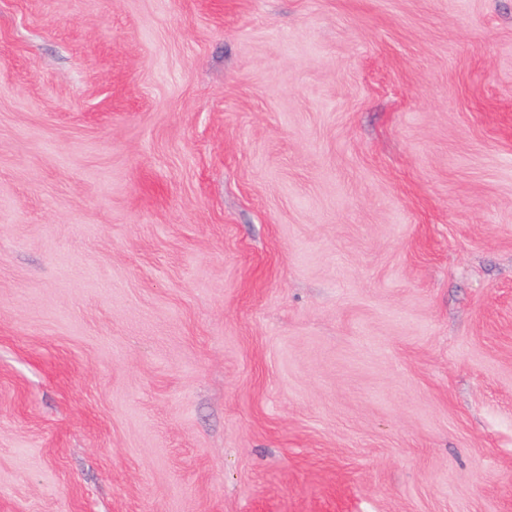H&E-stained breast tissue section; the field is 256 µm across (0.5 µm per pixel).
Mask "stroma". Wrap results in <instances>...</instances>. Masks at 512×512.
<instances>
[{
	"mask_svg": "<svg viewBox=\"0 0 512 512\" xmlns=\"http://www.w3.org/2000/svg\"><path fill=\"white\" fill-rule=\"evenodd\" d=\"M0 512H512V0H0Z\"/></svg>",
	"mask_w": 512,
	"mask_h": 512,
	"instance_id": "stroma-1",
	"label": "stroma"
}]
</instances>
